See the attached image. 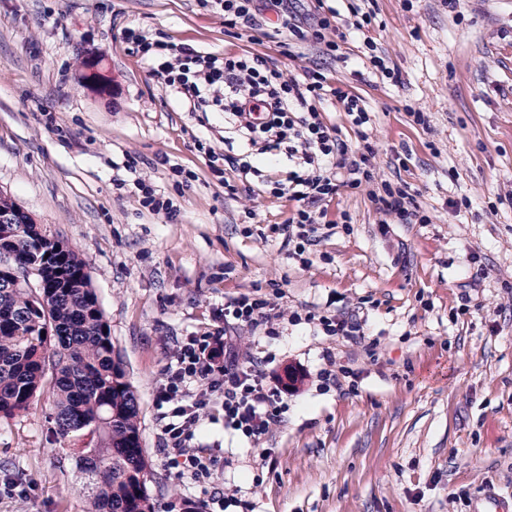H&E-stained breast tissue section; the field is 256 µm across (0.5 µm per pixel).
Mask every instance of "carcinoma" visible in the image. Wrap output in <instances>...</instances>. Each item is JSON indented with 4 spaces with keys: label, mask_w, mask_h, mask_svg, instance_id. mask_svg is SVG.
<instances>
[{
    "label": "carcinoma",
    "mask_w": 512,
    "mask_h": 512,
    "mask_svg": "<svg viewBox=\"0 0 512 512\" xmlns=\"http://www.w3.org/2000/svg\"><path fill=\"white\" fill-rule=\"evenodd\" d=\"M32 227L0 229V418L28 410L53 377L56 426L69 428L87 490V512H158L140 436V406L98 305L86 263ZM50 264L42 288L12 281L11 267ZM50 326L52 334L41 335Z\"/></svg>",
    "instance_id": "cac0c4a2"
}]
</instances>
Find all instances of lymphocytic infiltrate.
I'll return each mask as SVG.
<instances>
[{
  "mask_svg": "<svg viewBox=\"0 0 512 512\" xmlns=\"http://www.w3.org/2000/svg\"><path fill=\"white\" fill-rule=\"evenodd\" d=\"M199 2L222 15L225 28L244 25L259 30L261 37L283 40L289 56L304 43L324 46L332 56L348 42L338 26L339 11L325 8L322 0L311 10L306 9L304 0H271L278 21L266 29L259 26L256 0ZM126 40L131 52L148 60L152 72L175 91L189 111L222 113L225 132L242 142L243 152L227 159L233 171L224 181L228 193H235L238 183L256 174L254 154L283 152L295 159L286 190L294 207L284 222L289 237L296 240L295 256H302L314 244L325 216V202L341 189L354 190L373 181L370 160L375 148L366 131L369 110L359 96L338 87L327 88L320 72L309 70L303 78H287L270 69L267 58L259 54L224 56L184 43L153 40L134 29L128 30ZM329 95L342 104L357 136L356 148H349L338 130L323 122L318 106ZM369 197L377 210L399 223L430 221L408 185L386 183L381 191H370ZM281 296L276 288L268 294L255 291L225 301L223 325L178 342L156 388L166 466L177 477H191L209 489L210 503L224 502L223 493L212 487L215 459L196 453L191 443L211 411L221 409L225 429L252 442L283 424L288 412L284 391L268 377L264 358H240L225 340L227 329L243 327L273 336L288 317L321 326L329 336L354 341L364 335L361 322L340 315L286 314L279 304Z\"/></svg>",
  "mask_w": 512,
  "mask_h": 512,
  "instance_id": "1",
  "label": "lymphocytic infiltrate"
}]
</instances>
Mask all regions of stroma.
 Masks as SVG:
<instances>
[{"label": "stroma", "instance_id": "1", "mask_svg": "<svg viewBox=\"0 0 512 512\" xmlns=\"http://www.w3.org/2000/svg\"><path fill=\"white\" fill-rule=\"evenodd\" d=\"M374 10L368 35L400 85L305 45L298 57L225 30L199 0H0V192L87 265L140 404L148 488L162 512H480L512 499V0H336ZM136 28L227 55L266 54L284 76L321 71L360 96L375 183L416 193L427 224L373 207L368 188L326 208L336 223L293 258L291 208L269 180L224 189L227 163L195 141L224 142L129 53ZM423 112L419 124L408 108ZM144 180L176 221L141 204ZM458 208H450V201ZM283 291L286 313L341 310L361 344L286 321L274 336L237 333L274 379L295 369L287 420L258 443L205 421L193 446L216 458L212 505L165 465L155 388L178 341L213 326L229 296ZM351 370L323 385L328 364ZM51 384L27 412L0 418V512H86L71 440L55 434ZM12 493H5V484Z\"/></svg>", "mask_w": 512, "mask_h": 512}]
</instances>
